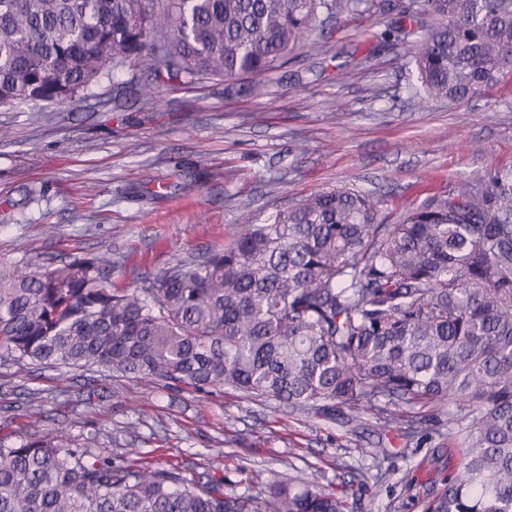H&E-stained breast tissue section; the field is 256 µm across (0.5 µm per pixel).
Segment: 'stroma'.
<instances>
[{"label": "stroma", "instance_id": "obj_1", "mask_svg": "<svg viewBox=\"0 0 512 512\" xmlns=\"http://www.w3.org/2000/svg\"><path fill=\"white\" fill-rule=\"evenodd\" d=\"M383 24L373 13L317 22L322 51L297 50L260 97L205 78L146 98L144 70L126 58L70 102L0 107V260L108 255L113 286L139 288L177 260L222 249L243 217L265 220L301 195L348 184L393 218L512 170V74L459 101L415 97L411 46L377 49ZM34 389L46 399L35 423L25 412ZM46 429L148 467L224 476L239 493H257L255 469L337 491L385 469L352 512H422L425 489L456 466L403 447L370 414L331 423L231 389L1 364L0 438ZM380 446L388 457L377 463Z\"/></svg>", "mask_w": 512, "mask_h": 512}]
</instances>
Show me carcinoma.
Segmentation results:
<instances>
[{"label":"carcinoma","mask_w":512,"mask_h":512,"mask_svg":"<svg viewBox=\"0 0 512 512\" xmlns=\"http://www.w3.org/2000/svg\"><path fill=\"white\" fill-rule=\"evenodd\" d=\"M372 0H0V106L63 104L108 62L152 75H269L309 46L319 12ZM412 43L423 96L457 101L512 70V0H402L380 46ZM344 185L234 226L224 249L143 288L112 260L0 264V360L101 369L170 390L232 388L334 420L371 412L405 444L448 441L458 463L423 512H512V173L378 224ZM447 417L422 432L429 414ZM252 495L208 473L140 466L60 432L0 440V512H348L292 474Z\"/></svg>","instance_id":"1"}]
</instances>
